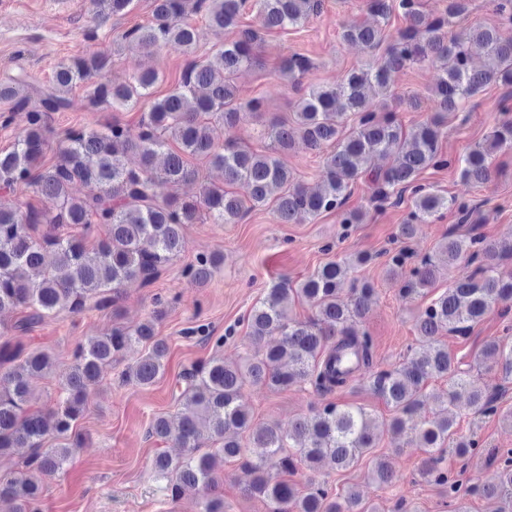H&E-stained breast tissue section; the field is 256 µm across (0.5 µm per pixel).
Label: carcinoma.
I'll return each mask as SVG.
<instances>
[{
    "label": "carcinoma",
    "instance_id": "1",
    "mask_svg": "<svg viewBox=\"0 0 512 512\" xmlns=\"http://www.w3.org/2000/svg\"><path fill=\"white\" fill-rule=\"evenodd\" d=\"M133 2L89 0L92 21L100 27L126 13ZM254 2L258 29L239 25L248 0H152L151 22L122 36L130 47L151 51L175 44L192 57L197 32L191 16L196 14L217 30L237 34L216 50L213 60L192 58L178 87L161 98L152 97L161 80L156 70H141L122 83L93 81L111 65L110 57L99 54L58 65L49 86L42 89L25 73L0 83L1 101L28 109L26 128L11 148L0 150V187L30 185L48 203L42 209L32 205L24 209L0 201V313L27 311L15 328L27 330L61 312L117 311L126 282L151 285L181 254L187 224L207 219L235 224L249 212L267 208L282 224H302L334 212L346 232L363 220L362 210L348 207L354 185L363 179L371 185L370 203L375 209L409 201V213L398 227L400 239L412 238L416 225L431 223L450 208L458 211L461 222H469L473 207L467 200L440 194L420 183L419 175L446 164L439 141L449 114L460 111L491 83L512 87V38L503 37L496 27L460 29L458 20L468 11L469 0H448L438 16L425 10L423 0H369L368 10L376 20L342 30V39L366 49L365 61L337 86L303 87L308 59L298 54L282 57L281 76L301 94L291 120H266L260 101H239L235 76L258 63L262 32L301 24L320 12L322 0ZM394 12L401 14L405 27L389 40L380 20ZM386 41L385 55L373 54ZM474 45L489 56L490 64L482 69L472 66ZM418 63L437 66L441 76L432 90L434 112L408 135L389 110L395 98L391 74ZM81 83L90 84L95 107L120 112L146 103L147 110L134 129L119 121L68 129L58 160L37 166L48 142V114L64 110L68 93ZM246 114L262 120L261 133L274 149L285 151L299 138L311 150L324 153L321 187H306L274 154L239 144L230 131ZM502 115L486 145L460 160V177L466 184L485 183L491 176V153L512 144V107L503 106ZM215 123L224 126L221 143L214 135ZM391 152L398 154L393 165L386 169L372 165L376 156ZM128 154L137 156V167L126 165ZM192 159L221 169L224 183L204 184L195 197L180 195V186L198 177ZM76 183L92 185L96 191L75 197L71 188ZM160 184L170 188L168 195H158ZM238 185L246 195L235 191ZM47 251L54 254L49 265ZM506 254L512 256L511 242L498 247L479 236L453 232L442 237L434 254L411 267L404 250L391 253L387 273L404 277L402 293L408 297L424 293L444 269L458 273L447 290L414 316L415 344L404 361L390 369L374 368L373 339L359 329L374 289L358 283L353 272L368 258L329 261L300 282L284 279L273 284L251 309L247 327L253 340L277 335L278 342L239 364L213 357L179 375L173 388L179 405L176 436H171L164 416L152 420L148 434L162 442L174 438L184 456L158 454L156 475L166 481L171 497L185 488L197 489L202 493V512H224V500L214 494L216 457L240 459L247 449L259 448L257 460L245 463V491L273 504V512H376L352 488L334 496L311 483L301 491L270 475L272 468L285 473L300 466L315 470L325 459L340 470L357 466L378 445L364 408L330 402L283 430L254 422L244 395L248 384L284 389L309 382L329 393L358 379L392 409L388 426L394 433L416 431L427 454L426 475L448 493L457 492L456 480L439 467L440 460L449 450L468 456L479 451L480 444L457 436L448 406L465 395L482 416L496 414L497 407L495 396L461 368L440 336L464 333L499 305L502 315L509 313L512 272L501 268ZM218 263L216 256H201L187 268L186 276L203 284ZM295 300L311 303L316 318L293 319L287 304ZM135 347L143 348V353L128 367L125 378L141 387L153 385L166 373L168 346L158 337L155 321L147 320L133 328L116 327L77 346L64 397L52 407L38 409L33 407L30 380L51 369V356L38 350L0 349V364H12L0 374V455L13 448L31 449L25 470L0 480V512H37L33 504L41 492V479L62 470L80 445L76 428L89 389L114 357ZM481 363L511 382L512 336L487 341ZM430 379H442L448 388L434 419L419 427L412 417ZM204 427L221 446L201 454ZM493 456L499 460L498 479L479 493L497 503L494 512H512V449H499ZM371 479L380 487L391 482L384 460L376 459Z\"/></svg>",
    "mask_w": 512,
    "mask_h": 512
}]
</instances>
